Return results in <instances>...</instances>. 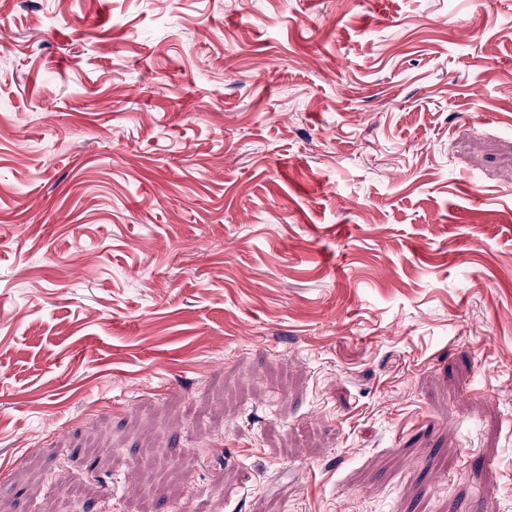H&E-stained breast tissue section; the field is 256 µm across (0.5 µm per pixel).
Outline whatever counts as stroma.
I'll return each instance as SVG.
<instances>
[{"label": "stroma", "mask_w": 512, "mask_h": 512, "mask_svg": "<svg viewBox=\"0 0 512 512\" xmlns=\"http://www.w3.org/2000/svg\"><path fill=\"white\" fill-rule=\"evenodd\" d=\"M0 512H512V0H0Z\"/></svg>", "instance_id": "stroma-1"}]
</instances>
